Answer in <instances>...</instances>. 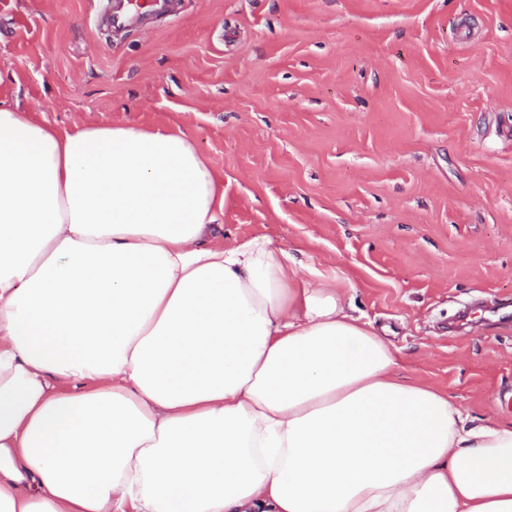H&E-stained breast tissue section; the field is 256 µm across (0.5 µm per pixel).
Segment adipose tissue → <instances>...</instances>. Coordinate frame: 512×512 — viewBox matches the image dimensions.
<instances>
[{"label": "adipose tissue", "instance_id": "obj_1", "mask_svg": "<svg viewBox=\"0 0 512 512\" xmlns=\"http://www.w3.org/2000/svg\"><path fill=\"white\" fill-rule=\"evenodd\" d=\"M223 214L183 132L0 103V512H512V422Z\"/></svg>", "mask_w": 512, "mask_h": 512}]
</instances>
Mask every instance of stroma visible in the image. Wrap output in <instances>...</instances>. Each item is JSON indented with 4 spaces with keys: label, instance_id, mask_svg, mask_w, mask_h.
<instances>
[{
    "label": "stroma",
    "instance_id": "1",
    "mask_svg": "<svg viewBox=\"0 0 512 512\" xmlns=\"http://www.w3.org/2000/svg\"><path fill=\"white\" fill-rule=\"evenodd\" d=\"M0 0V102L166 128L224 182L212 244L337 272L401 377L512 420V0ZM112 25L127 22L146 12L172 13L178 0H97Z\"/></svg>",
    "mask_w": 512,
    "mask_h": 512
}]
</instances>
